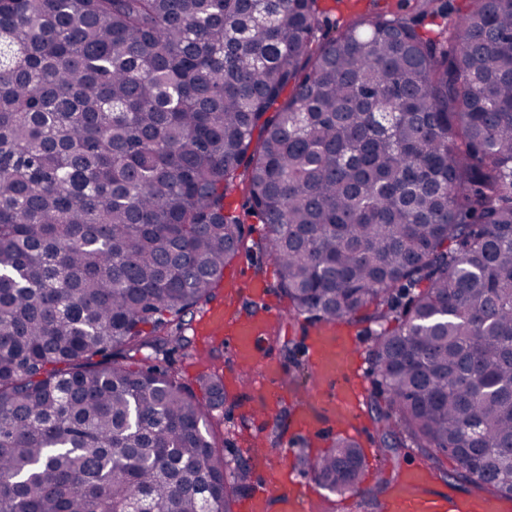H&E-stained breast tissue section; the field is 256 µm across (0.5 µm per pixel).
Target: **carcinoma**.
I'll use <instances>...</instances> for the list:
<instances>
[{"mask_svg": "<svg viewBox=\"0 0 512 512\" xmlns=\"http://www.w3.org/2000/svg\"><path fill=\"white\" fill-rule=\"evenodd\" d=\"M410 8L327 38L319 0H0V512L249 490L223 375L170 363L245 248L237 180L294 313L379 325V447L512 498V0ZM303 465L347 493L365 460Z\"/></svg>", "mask_w": 512, "mask_h": 512, "instance_id": "obj_1", "label": "carcinoma"}]
</instances>
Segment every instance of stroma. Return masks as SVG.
<instances>
[{
    "label": "stroma",
    "instance_id": "1",
    "mask_svg": "<svg viewBox=\"0 0 512 512\" xmlns=\"http://www.w3.org/2000/svg\"><path fill=\"white\" fill-rule=\"evenodd\" d=\"M354 9H346L340 0H320V6L328 13L330 24L326 27L327 36L338 35L356 14L366 12L372 6H379L392 13L399 12L400 0H353ZM225 278H238L240 288H247L253 278L266 280L271 288L269 299L277 303L279 313L274 321V335L266 340L263 351L270 356L277 368L276 388L284 396L283 402H273L270 390L246 383L227 397L224 404V416L220 424L213 428V436L218 446L223 447L228 458H240L250 437L266 438L271 433L269 424L253 422L247 415L248 410L270 406L272 413L278 414L284 404H294L307 411L318 423H332L334 413L326 402L323 391L313 378L306 349L315 327L294 316L291 307L276 288V266L262 252H241L224 269ZM173 366L186 383H194L198 374L222 371L230 375L236 373L237 363L234 356L225 347L222 339L208 341L195 339L190 353H174ZM366 465L362 483L358 491L338 494L329 491L317 481H310L312 512H358V505L364 493L379 490L388 494L389 483L379 482L378 476L391 470L405 472L420 457L415 449L405 448L399 453L396 462L386 461L376 444H369L364 451Z\"/></svg>",
    "mask_w": 512,
    "mask_h": 512
}]
</instances>
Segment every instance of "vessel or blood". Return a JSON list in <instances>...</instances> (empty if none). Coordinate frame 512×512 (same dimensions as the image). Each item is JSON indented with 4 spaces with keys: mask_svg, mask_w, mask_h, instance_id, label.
<instances>
[{
    "mask_svg": "<svg viewBox=\"0 0 512 512\" xmlns=\"http://www.w3.org/2000/svg\"><path fill=\"white\" fill-rule=\"evenodd\" d=\"M249 294L261 309L247 317L236 313H204V320L214 333L222 335L241 367L253 370L266 387L274 385V363L262 353L264 334L272 324L275 312L266 299L264 284H254ZM357 359L351 342L323 327L312 336L309 361L319 384L328 388L329 399L341 407L338 420L352 431H359L362 393L359 386L345 378L347 367ZM430 475L425 465L416 464L405 471L401 480L390 490L385 503L386 512H512V502H492L483 498L459 500L453 495L429 489ZM305 482L293 474L287 464H280L261 472L255 490L241 499L239 512H302L300 493Z\"/></svg>",
    "mask_w": 512,
    "mask_h": 512,
    "instance_id": "vessel-or-blood-1",
    "label": "vessel or blood"
}]
</instances>
